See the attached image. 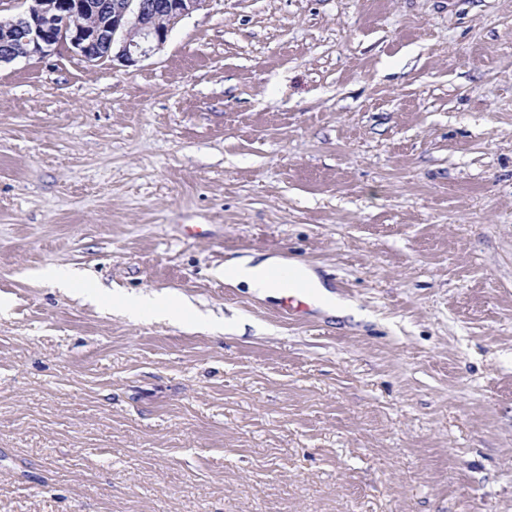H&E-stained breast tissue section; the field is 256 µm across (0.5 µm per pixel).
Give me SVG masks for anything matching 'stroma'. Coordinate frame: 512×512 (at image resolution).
<instances>
[{
    "mask_svg": "<svg viewBox=\"0 0 512 512\" xmlns=\"http://www.w3.org/2000/svg\"><path fill=\"white\" fill-rule=\"evenodd\" d=\"M252 255L361 318L216 276ZM153 293L200 321L112 309ZM0 512H512V0L0 65ZM299 272L309 287L313 288L316 296H319L322 300L323 309L331 315H338L345 307V302L337 296L330 294L312 270L300 269ZM270 277L287 294L283 301L282 311L288 317L300 315L308 310L309 302L315 296L295 270L292 268H279L273 270Z\"/></svg>",
    "mask_w": 512,
    "mask_h": 512,
    "instance_id": "1",
    "label": "stroma"
}]
</instances>
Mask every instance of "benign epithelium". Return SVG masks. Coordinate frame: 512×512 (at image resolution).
I'll return each mask as SVG.
<instances>
[{"label":"benign epithelium","mask_w":512,"mask_h":512,"mask_svg":"<svg viewBox=\"0 0 512 512\" xmlns=\"http://www.w3.org/2000/svg\"><path fill=\"white\" fill-rule=\"evenodd\" d=\"M0 18V64L44 57L60 45L88 61L132 66L166 42L173 27L203 0H24Z\"/></svg>","instance_id":"benign-epithelium-1"}]
</instances>
